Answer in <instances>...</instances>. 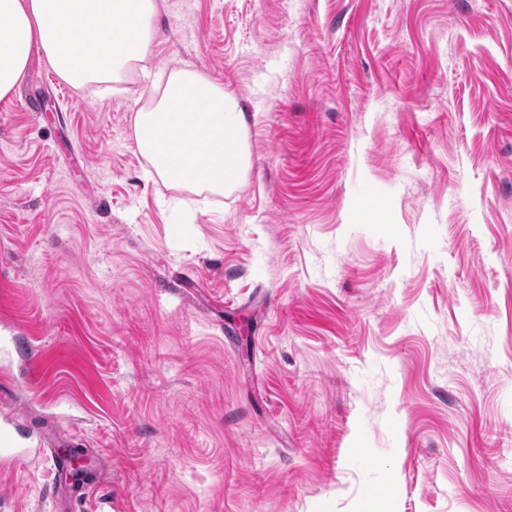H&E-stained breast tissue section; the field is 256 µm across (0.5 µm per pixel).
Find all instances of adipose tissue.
Instances as JSON below:
<instances>
[{
	"mask_svg": "<svg viewBox=\"0 0 512 512\" xmlns=\"http://www.w3.org/2000/svg\"><path fill=\"white\" fill-rule=\"evenodd\" d=\"M154 13V0H0V99L14 92L35 51L74 88L104 97L145 59ZM156 84L159 98L134 119V144L150 162L145 177L233 193L250 165L236 97L188 67Z\"/></svg>",
	"mask_w": 512,
	"mask_h": 512,
	"instance_id": "obj_1",
	"label": "adipose tissue"
}]
</instances>
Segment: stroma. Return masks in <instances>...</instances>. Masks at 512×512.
<instances>
[{
	"mask_svg": "<svg viewBox=\"0 0 512 512\" xmlns=\"http://www.w3.org/2000/svg\"><path fill=\"white\" fill-rule=\"evenodd\" d=\"M144 65L0 99V424L92 473L0 512H512V0H156ZM186 65L246 115L226 196L142 177Z\"/></svg>",
	"mask_w": 512,
	"mask_h": 512,
	"instance_id": "35a3bbf8",
	"label": "stroma"
}]
</instances>
